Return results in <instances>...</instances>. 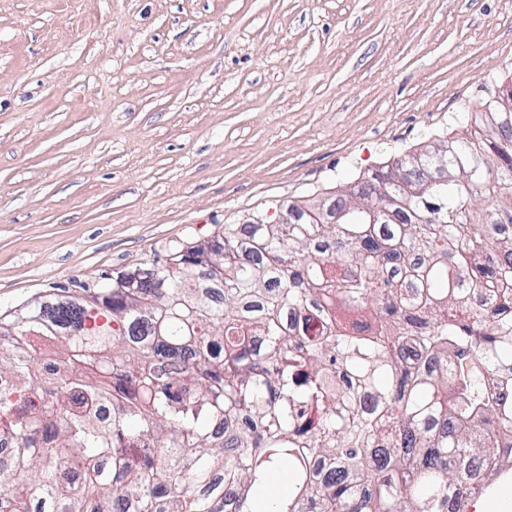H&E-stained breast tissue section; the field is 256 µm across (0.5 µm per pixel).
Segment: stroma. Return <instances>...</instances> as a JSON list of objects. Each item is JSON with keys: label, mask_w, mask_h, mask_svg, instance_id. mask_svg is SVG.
Segmentation results:
<instances>
[{"label": "stroma", "mask_w": 512, "mask_h": 512, "mask_svg": "<svg viewBox=\"0 0 512 512\" xmlns=\"http://www.w3.org/2000/svg\"><path fill=\"white\" fill-rule=\"evenodd\" d=\"M512 0H0V310L457 135Z\"/></svg>", "instance_id": "35a3bbf8"}]
</instances>
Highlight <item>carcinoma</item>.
Segmentation results:
<instances>
[{
    "label": "carcinoma",
    "mask_w": 512,
    "mask_h": 512,
    "mask_svg": "<svg viewBox=\"0 0 512 512\" xmlns=\"http://www.w3.org/2000/svg\"><path fill=\"white\" fill-rule=\"evenodd\" d=\"M454 124L334 222L292 204L0 314V512H467L512 457V97Z\"/></svg>",
    "instance_id": "obj_1"
}]
</instances>
